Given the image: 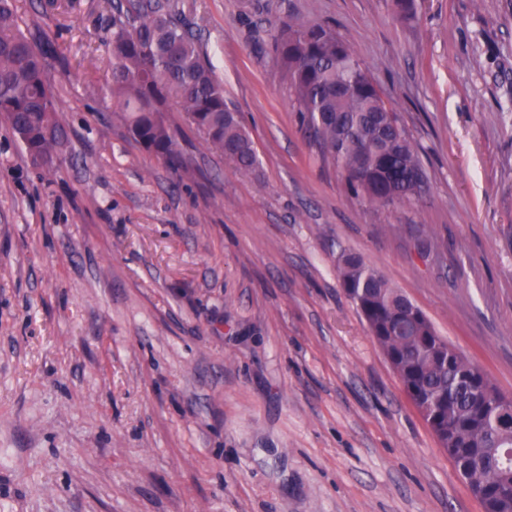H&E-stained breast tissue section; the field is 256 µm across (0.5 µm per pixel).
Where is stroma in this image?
<instances>
[{
    "label": "stroma",
    "mask_w": 512,
    "mask_h": 512,
    "mask_svg": "<svg viewBox=\"0 0 512 512\" xmlns=\"http://www.w3.org/2000/svg\"><path fill=\"white\" fill-rule=\"evenodd\" d=\"M258 156L166 115L186 163L105 87L107 0H16L56 46L63 161L0 121V512H484L345 294L380 269L512 397V0H174ZM331 25L431 190L377 208L311 147L267 30ZM438 252L422 254L423 239Z\"/></svg>",
    "instance_id": "1"
}]
</instances>
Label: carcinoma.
<instances>
[{"mask_svg": "<svg viewBox=\"0 0 512 512\" xmlns=\"http://www.w3.org/2000/svg\"><path fill=\"white\" fill-rule=\"evenodd\" d=\"M111 9L102 37L112 54L107 92L134 139L180 168L183 156L164 117L175 104L236 169L254 170L253 141L175 5L127 0ZM269 37L299 124L346 189L379 208L423 200L430 186L418 148L352 48L318 23H283ZM54 53L52 41L22 28L13 0H0V116L42 164L61 161L63 128L46 81ZM336 262L345 293L459 476L485 486L491 512H512V408L491 398L496 388L481 368L380 270L344 249Z\"/></svg>", "mask_w": 512, "mask_h": 512, "instance_id": "carcinoma-1", "label": "carcinoma"}]
</instances>
